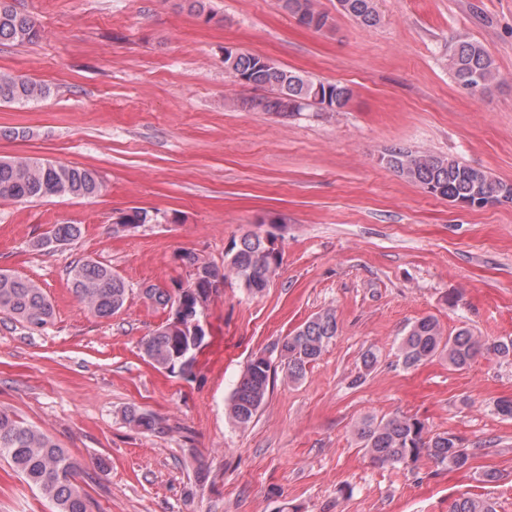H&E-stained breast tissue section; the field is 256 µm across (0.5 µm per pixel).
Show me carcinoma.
Listing matches in <instances>:
<instances>
[{"mask_svg": "<svg viewBox=\"0 0 512 512\" xmlns=\"http://www.w3.org/2000/svg\"><path fill=\"white\" fill-rule=\"evenodd\" d=\"M300 20L317 21L316 29L324 28L328 15L319 11L314 0H295ZM351 10L344 14L371 27L380 18L374 0H349ZM33 17L18 11L13 0H0V43H26L37 37ZM448 67L460 85L468 81L488 88L498 72L494 59L480 43L465 36L455 38L448 55ZM283 74L297 76L309 86L288 85V94L311 98L315 88H330L336 96V109L344 108L352 91L343 84L317 85L311 78L296 71L280 69ZM49 92L45 86L19 76L0 73V103L31 101ZM388 157L397 161L393 171L408 181L419 184L436 177L441 187L440 197L466 198L475 184H480L485 202L501 203L499 188L502 181L486 171L454 158L431 153H413L402 149L390 151ZM103 191L95 171L76 166L53 164L41 158L0 159V198L38 200L47 196L90 198ZM81 235L74 224H57L34 243L44 246L67 244ZM224 269L202 261L192 252H184L181 260L198 265V280L188 284V290L178 283L174 288L149 286L145 294L165 309L182 295L190 306H197V297L218 292L224 281L232 277L238 283L250 285V294H263L282 265V254L269 250L259 239L246 232L232 243ZM72 290L84 310L98 318H109L124 306L129 294L125 280L112 268L87 260L72 270ZM0 314L26 325L41 329L53 319V306L47 295L33 280L8 271H0ZM336 314L327 309L307 319L292 333L272 345L288 380L303 379L307 369L316 362L336 339ZM205 340L190 334V330H171L163 324L145 336L140 343L142 358L154 368L190 379L194 375L195 355ZM448 359V365L461 370L479 356L512 360V336L485 339L461 329L454 335L443 336L439 323L432 317L414 322L399 345V356L406 368L417 366L435 356ZM272 359L253 358L248 361L231 394L228 414L239 428L248 427L264 406L272 378ZM125 422L143 432L162 429V419L153 413L130 408L124 412ZM357 435L373 462L379 465H409L426 457L437 465L464 469L469 454L462 439L446 431L432 433L416 417L394 415L386 419H366ZM0 456L8 459L24 480L34 487L52 506V512H91V501L79 481L83 466L66 453L45 432L33 427L15 413L0 408ZM452 512H496L494 503L482 497L458 499Z\"/></svg>", "mask_w": 512, "mask_h": 512, "instance_id": "cac0c4a2", "label": "carcinoma"}]
</instances>
